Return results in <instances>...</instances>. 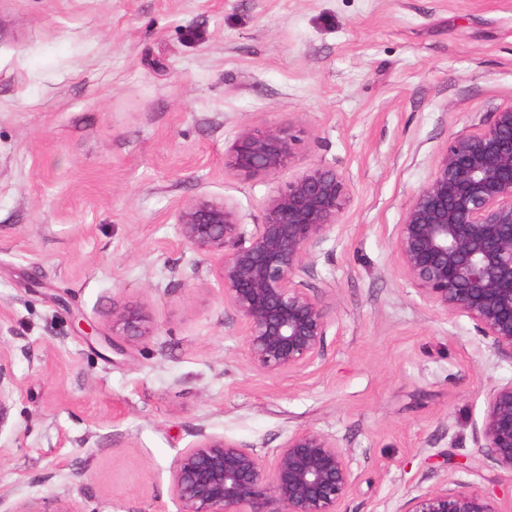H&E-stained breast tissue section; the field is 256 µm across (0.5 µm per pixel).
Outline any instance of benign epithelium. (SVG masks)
Wrapping results in <instances>:
<instances>
[{"label": "benign epithelium", "instance_id": "7a95c632", "mask_svg": "<svg viewBox=\"0 0 512 512\" xmlns=\"http://www.w3.org/2000/svg\"><path fill=\"white\" fill-rule=\"evenodd\" d=\"M295 141L289 126L245 127L227 164L248 178H274L293 158ZM348 202L343 177L317 163L273 191L262 223L250 232L224 199L200 198L179 208L180 237L214 262L254 371L294 374L322 360L332 319L326 298L303 277L312 249L336 234ZM393 247L425 304L467 316L479 335L512 357V108L448 142L395 226ZM152 334L145 305L112 308V335L136 341ZM12 395L0 356V424ZM474 431L486 457L512 473V382L486 393ZM356 482L346 451L312 429L289 434L271 458L201 430L170 466L181 512H343ZM404 512L498 510L477 492L436 487L411 498Z\"/></svg>", "mask_w": 512, "mask_h": 512}]
</instances>
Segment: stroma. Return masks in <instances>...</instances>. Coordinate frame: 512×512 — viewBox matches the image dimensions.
<instances>
[{
  "label": "stroma",
  "instance_id": "obj_1",
  "mask_svg": "<svg viewBox=\"0 0 512 512\" xmlns=\"http://www.w3.org/2000/svg\"><path fill=\"white\" fill-rule=\"evenodd\" d=\"M510 108L512 0H0V512H179L198 432L269 457L305 428L349 456L345 512L444 485L512 512L474 435L512 358L392 246L448 141ZM288 124L277 178L226 164L244 127ZM320 162L350 187L305 277L333 324L317 366L267 376L176 211L223 198L253 226ZM129 301L155 334L113 341ZM12 395L13 387L11 376L8 372L6 361L2 357V353H0V425L7 417Z\"/></svg>",
  "mask_w": 512,
  "mask_h": 512
}]
</instances>
